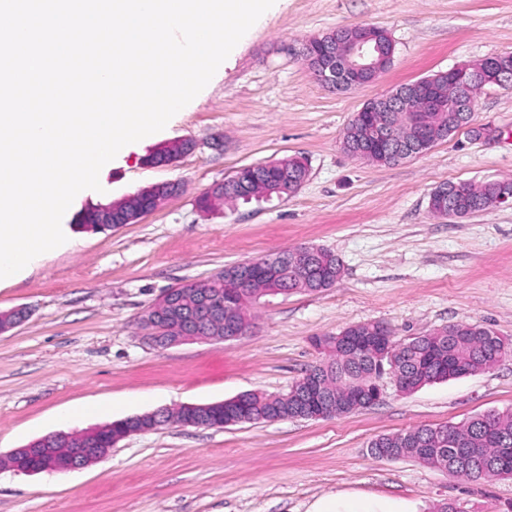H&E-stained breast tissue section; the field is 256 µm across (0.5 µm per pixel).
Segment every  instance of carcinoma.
Wrapping results in <instances>:
<instances>
[{
    "instance_id": "cac0c4a2",
    "label": "carcinoma",
    "mask_w": 512,
    "mask_h": 512,
    "mask_svg": "<svg viewBox=\"0 0 512 512\" xmlns=\"http://www.w3.org/2000/svg\"><path fill=\"white\" fill-rule=\"evenodd\" d=\"M428 90L423 92L407 83L401 89L407 93L406 103L390 112H359L343 132L344 152L362 157L378 165H391L393 161L382 154L372 142L373 126L379 118L388 117V123L395 143L410 144L420 131L427 130L430 139L438 142L455 133L462 124H468L470 117L448 107V102L465 95L475 97L480 85H473L466 91L448 80V77L434 74L425 78ZM166 158L174 160L188 152V141L180 140L157 148ZM288 169L295 188H300L308 177V168L296 157L277 161V166L266 170L257 168L249 171L248 177L237 171L224 182V192L202 193L198 206L206 211L220 209L228 201H248L252 198L270 197L278 194V167ZM512 188V181H489L479 185L467 182H445L437 190H448L446 204L460 217L472 215L491 207L492 200ZM168 196L161 195L147 201L132 193L116 205L128 216L137 215L144 207L156 209ZM239 264L226 265L207 282L195 283L184 291L182 306L193 304L200 291H224L234 285L228 275L236 272ZM342 274V265L336 255L328 249L319 248L318 253L308 259L298 258L288 262V268L276 279L271 280L264 272L251 271L247 287L231 312V318L248 319V306L262 297L293 292H318L332 287ZM153 314L159 319V330L167 336H179L183 326L178 311L156 301L151 304ZM512 352V348L494 331L463 324H453L438 332L415 336L404 342L401 355L397 358L395 371L412 380L413 386L423 387L438 381H447L472 375L494 364L501 357ZM330 366L324 372L314 366L302 379L296 381L291 390L302 388L303 381L310 375L321 376L323 393L336 400L344 399L349 388L367 385L373 377V366L365 353L353 352L336 339L327 353ZM290 402L285 395H267L256 392L242 394L240 405L226 419L243 423L269 422L273 418L288 415ZM88 438L86 433H68L56 443L45 448L40 457L21 459L10 456L11 466L35 468L39 458L63 460L74 448H79ZM372 454L382 457L387 452L392 457H413L426 464L445 468L448 474L478 479L486 476L512 477V413L490 412L471 418L466 423L443 425L434 428H418L404 433L381 435L370 443Z\"/></svg>"
}]
</instances>
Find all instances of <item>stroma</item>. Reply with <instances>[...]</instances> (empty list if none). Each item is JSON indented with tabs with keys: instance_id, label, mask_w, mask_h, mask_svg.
Segmentation results:
<instances>
[{
	"instance_id": "obj_1",
	"label": "stroma",
	"mask_w": 512,
	"mask_h": 512,
	"mask_svg": "<svg viewBox=\"0 0 512 512\" xmlns=\"http://www.w3.org/2000/svg\"><path fill=\"white\" fill-rule=\"evenodd\" d=\"M385 29L391 66L367 86L336 93L316 82L300 50L339 27ZM512 54V0H284L154 138L118 158L101 191H84L63 217L168 181L183 183L135 224L69 234L66 250L0 283V311L27 307L0 334V458L55 432L56 414L89 402L118 418L244 392L282 394L322 356L313 337L368 322L396 340L471 324L512 341V205L463 219L433 216L445 182L512 180V87L478 96L470 128L428 153L377 166L341 148L365 101L405 83ZM192 151L146 164L162 143ZM303 159L296 194L207 212L200 194L244 166ZM334 252L343 273L316 293L266 296L249 332L165 350L145 339L144 311L166 289L224 266L300 245ZM379 400L332 419H283L224 428L168 424L120 441L88 467L24 474L0 467V512H313L334 500L361 512H507L512 480H472L410 457L375 458L377 436L455 425L512 411V354L491 369L414 392L380 381Z\"/></svg>"
}]
</instances>
